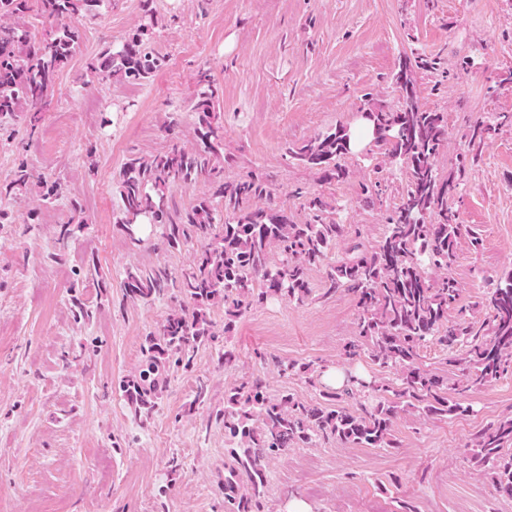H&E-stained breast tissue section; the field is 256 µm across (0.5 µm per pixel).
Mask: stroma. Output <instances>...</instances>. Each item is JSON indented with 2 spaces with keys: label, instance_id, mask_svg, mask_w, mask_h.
Returning <instances> with one entry per match:
<instances>
[{
  "label": "stroma",
  "instance_id": "35a3bbf8",
  "mask_svg": "<svg viewBox=\"0 0 512 512\" xmlns=\"http://www.w3.org/2000/svg\"><path fill=\"white\" fill-rule=\"evenodd\" d=\"M153 45L166 58L139 87L99 82L87 66L141 19L140 0H104L96 16L75 17L79 53L59 73L37 125H13L0 141V184L17 157L37 176L59 179L53 203L37 191L0 202V496L8 512H224V423L216 414L241 377L265 380L270 395L320 402L318 389L280 375L276 361L310 363L365 377L369 357L342 356L358 317L354 298L328 291L323 268L310 273L304 302L268 300L224 336V308L212 313L214 341L199 346L194 370L170 372L158 405L134 410L119 383L142 363L146 337L181 298L127 296V267L187 268L194 245L167 249L158 234L131 244L117 224L115 178L133 154L172 143L196 145L191 105L195 73L210 68L224 123V176L256 170L276 203L303 221L308 193H321L336 219L365 245L378 238L405 170L387 172L382 200L367 202L375 152L349 155L350 180L325 183L288 159L286 144L350 125L357 112L397 103L405 55L436 58L438 73L416 71L423 106L448 115L449 144L436 161L453 170L466 121L512 113V0H156ZM459 223L474 226L479 250L461 239L451 267L462 307L490 280L512 272V127L490 133L476 165L448 200ZM86 308L88 320L77 319ZM232 344L234 369L222 364ZM465 413L414 412L397 420L393 448L317 441L267 464L265 512L292 498L310 512H512L487 471L470 460V440L512 416V372L470 392Z\"/></svg>",
  "mask_w": 512,
  "mask_h": 512
}]
</instances>
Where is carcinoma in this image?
<instances>
[{
	"label": "carcinoma",
	"instance_id": "obj_1",
	"mask_svg": "<svg viewBox=\"0 0 512 512\" xmlns=\"http://www.w3.org/2000/svg\"><path fill=\"white\" fill-rule=\"evenodd\" d=\"M103 0H0V124L24 116L35 125L38 112L53 96L58 74L80 47L77 31L57 27L38 37L26 16L34 11L53 24L75 15L95 16ZM156 0H140L141 22L115 48L90 63L101 80L116 77L137 86L165 64L152 46L157 24ZM429 70L433 63L406 58L397 75L402 104L396 109L380 104L371 109L375 146L384 160L404 165L407 183L398 202L387 210L384 228L369 248L354 242L345 254L325 263L336 243L352 235L333 218L334 208L322 194L305 198L307 219L296 223L288 209L257 205L271 196L267 179L248 174L224 180V129L216 113L218 88L207 70L197 74L199 91L192 106L196 115L197 147L175 144L160 155H131L116 178L119 217L129 239L148 221L162 228L164 244L177 250L200 245L189 267L174 279L165 268L126 270L124 288L130 297L155 299L169 286L178 288L187 305L169 315L146 339L145 362L138 374L125 379L120 390L140 409H152L161 395L160 381L170 370L188 372L193 351L214 340L211 309L224 305V342H229L234 319L270 298L286 296L298 303L311 292L309 273L325 266L329 288L351 294L360 308L355 337L343 355L357 362L367 355L380 369L397 372L396 381H367L351 377L343 389L348 395L377 393L368 405L349 410L331 401L341 393L325 389L329 404H307L292 393L267 397L262 382L246 381L224 397V512H262L269 458L317 440L362 448L395 447L394 426L404 415H457L466 411L458 395L499 380L512 371V273L488 289L471 311L488 317L477 323L448 320V309L458 303L460 289L451 274L459 240L473 248L481 239L457 222L448 208L453 178L442 179L435 160L448 148V115L420 103L413 68ZM512 125V115L477 123L465 134L467 146L458 153V171L478 160L476 143L501 126ZM289 158L315 169L328 182L350 179L342 164L348 155L347 133L341 126L301 145L286 148ZM199 179L207 193L174 215L170 200L182 184ZM37 186L51 202L63 193L57 180L35 182L27 161H15L12 179L0 186V198H9ZM435 340L448 348V366H462L448 396V376L423 369L420 349ZM279 371L317 385L311 364L279 362ZM471 460L491 474L499 495L512 498V417L488 425L471 440Z\"/></svg>",
	"mask_w": 512,
	"mask_h": 512
}]
</instances>
